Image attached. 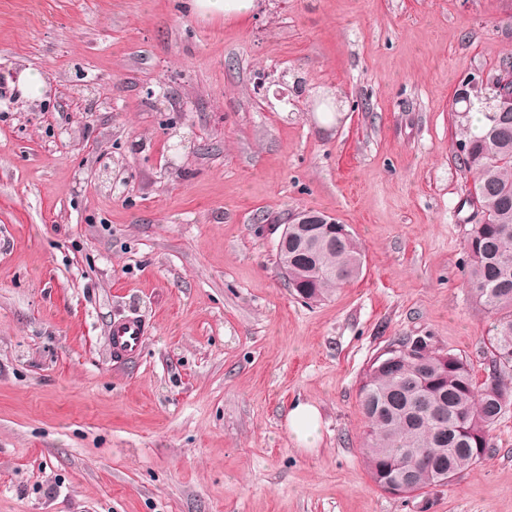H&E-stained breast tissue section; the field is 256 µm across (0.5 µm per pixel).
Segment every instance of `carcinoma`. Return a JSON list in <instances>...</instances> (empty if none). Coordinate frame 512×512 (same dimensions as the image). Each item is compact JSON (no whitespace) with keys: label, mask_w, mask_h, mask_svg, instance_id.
Masks as SVG:
<instances>
[{"label":"carcinoma","mask_w":512,"mask_h":512,"mask_svg":"<svg viewBox=\"0 0 512 512\" xmlns=\"http://www.w3.org/2000/svg\"><path fill=\"white\" fill-rule=\"evenodd\" d=\"M512 76V62L492 83L484 112L473 124L470 110L455 114L459 155L473 178L472 200L483 219L472 225L464 242L467 283L472 297L496 316L489 339L488 375L476 388L463 357L448 362L432 344L418 356L399 354L392 368L371 361L360 382L361 411L368 422L363 455L377 485L408 475L411 491L426 494L453 481L490 452V432L512 409V114L498 112L500 82ZM294 292L309 289L320 302L339 285L362 272L363 248L354 234L322 238L318 247L301 234L277 253Z\"/></svg>","instance_id":"1"}]
</instances>
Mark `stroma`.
Instances as JSON below:
<instances>
[{"label": "stroma", "mask_w": 512, "mask_h": 512, "mask_svg": "<svg viewBox=\"0 0 512 512\" xmlns=\"http://www.w3.org/2000/svg\"><path fill=\"white\" fill-rule=\"evenodd\" d=\"M509 57L512 0H257L233 21L0 0V512H512V412L481 462L398 498L364 465L359 403L402 336L486 378L456 98ZM304 210L364 249L313 304L277 266ZM132 312L147 334L118 363L108 328ZM288 431L303 448L316 445L317 432L320 425L318 408L308 401H298L287 413Z\"/></svg>", "instance_id": "obj_1"}]
</instances>
